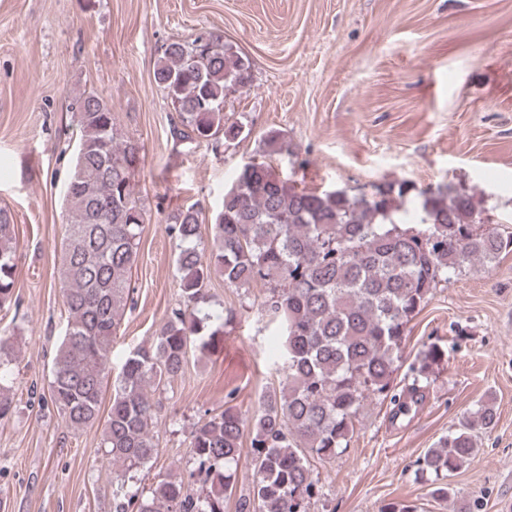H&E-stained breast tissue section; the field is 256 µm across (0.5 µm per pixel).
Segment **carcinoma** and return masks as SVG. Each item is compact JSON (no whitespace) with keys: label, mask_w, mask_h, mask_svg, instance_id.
Segmentation results:
<instances>
[{"label":"carcinoma","mask_w":512,"mask_h":512,"mask_svg":"<svg viewBox=\"0 0 512 512\" xmlns=\"http://www.w3.org/2000/svg\"><path fill=\"white\" fill-rule=\"evenodd\" d=\"M154 79L169 99L176 120L174 141L207 143L217 152L244 140L252 129L224 113L227 96L250 86L249 59L213 32L163 45ZM73 169L64 203L68 211L59 279L69 317L52 359L50 398L68 428L99 420L112 349L121 321L133 304L131 281L139 260L147 211L133 178L143 148L122 136L112 105L83 92L73 103ZM270 154L288 151L286 134L262 136ZM413 186L384 182L371 194L299 189L265 162H249L237 173L212 216L194 205L171 218L168 233L179 241L175 265L181 304L148 343L126 356L112 382V402L101 447L120 468L113 512H224L249 431L254 471L252 492L238 499L237 512H307L320 493L309 459L327 461L344 453L367 404L389 401L394 416H407L422 401L429 375L445 360L440 341L423 346L410 364L411 383L396 389L393 375L403 356L409 323L433 290L468 267L490 264L512 252V233L488 228L486 211L473 195L439 185L417 192L413 211L404 208ZM210 226V241L201 225ZM15 224L0 207V309L16 304ZM236 288L261 285L267 295L261 315L280 330L284 359L279 390L259 397L251 420L226 395L224 410L189 434L194 468L158 474L149 488L137 474L152 468L159 449L152 427L161 409L155 392L183 373L188 349L202 350L235 324L239 311H224L219 329L203 336L200 305L215 276ZM16 363L14 339L0 336V420L15 410L3 384ZM497 412L486 402L439 439L420 460L416 477L430 493L454 495L448 476L478 451L480 434ZM205 489L193 491L196 480Z\"/></svg>","instance_id":"1"}]
</instances>
